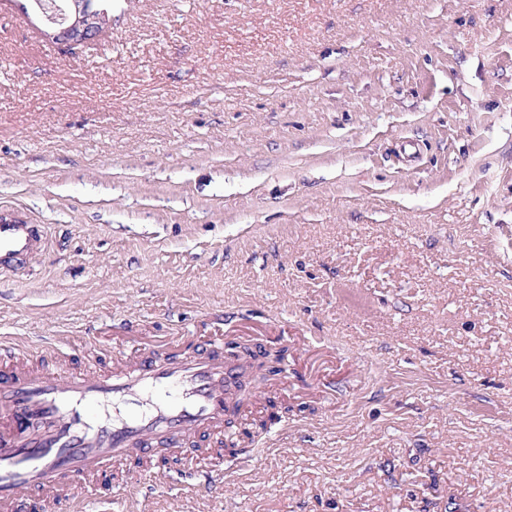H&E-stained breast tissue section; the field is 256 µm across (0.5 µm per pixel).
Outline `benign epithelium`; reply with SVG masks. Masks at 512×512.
Returning <instances> with one entry per match:
<instances>
[{"label": "benign epithelium", "instance_id": "1", "mask_svg": "<svg viewBox=\"0 0 512 512\" xmlns=\"http://www.w3.org/2000/svg\"><path fill=\"white\" fill-rule=\"evenodd\" d=\"M50 29V38L72 47L91 39L101 28L107 10L101 0H63L59 6L49 0H28Z\"/></svg>", "mask_w": 512, "mask_h": 512}]
</instances>
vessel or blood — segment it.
<instances>
[{
	"mask_svg": "<svg viewBox=\"0 0 512 512\" xmlns=\"http://www.w3.org/2000/svg\"><path fill=\"white\" fill-rule=\"evenodd\" d=\"M46 239L45 225L0 215V273L41 255ZM238 366L216 343L189 352L162 343L107 367L52 370L1 337L0 512H17L23 498L76 512L81 482L131 462L150 478L161 444L172 458L186 448L215 455Z\"/></svg>",
	"mask_w": 512,
	"mask_h": 512,
	"instance_id": "vessel-or-blood-1",
	"label": "vessel or blood"
}]
</instances>
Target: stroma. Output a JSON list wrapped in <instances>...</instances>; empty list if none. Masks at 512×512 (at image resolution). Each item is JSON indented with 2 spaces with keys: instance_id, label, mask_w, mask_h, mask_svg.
Wrapping results in <instances>:
<instances>
[{
  "instance_id": "obj_1",
  "label": "stroma",
  "mask_w": 512,
  "mask_h": 512,
  "mask_svg": "<svg viewBox=\"0 0 512 512\" xmlns=\"http://www.w3.org/2000/svg\"><path fill=\"white\" fill-rule=\"evenodd\" d=\"M106 8L70 49L0 0V212L48 232L0 336L284 346L289 411L82 512H512V0Z\"/></svg>"
}]
</instances>
